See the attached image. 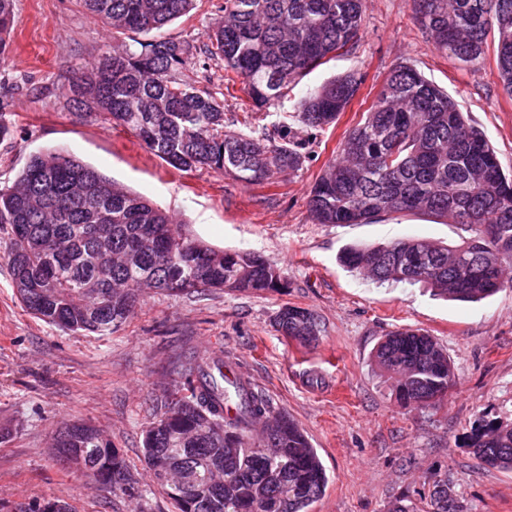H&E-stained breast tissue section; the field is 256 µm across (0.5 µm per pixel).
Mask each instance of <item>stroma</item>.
I'll use <instances>...</instances> for the list:
<instances>
[{
	"mask_svg": "<svg viewBox=\"0 0 512 512\" xmlns=\"http://www.w3.org/2000/svg\"><path fill=\"white\" fill-rule=\"evenodd\" d=\"M224 0L176 19L162 37L202 46ZM13 57L0 68V185L12 183L30 155L64 149L151 199L181 221L187 238L217 250L252 252L282 269L283 293L201 289L188 295L145 294L130 318L107 335L69 331L31 315L17 299L1 254L0 226V512L17 503L59 499L76 512H175L143 458L144 431L164 410L193 356L218 352L250 376L257 392L308 437L328 476L311 512H386L390 501L448 478L464 512H512V471L486 466L465 445L482 417L512 421V288L476 302L449 301L424 286L380 284L340 261L350 245L405 237L455 246L461 226L435 218L386 216L371 224H316L310 190L338 153L346 129L375 101L392 67L414 65L448 91L512 170V97L499 84L494 51L472 68L440 53L412 18L410 0H367L361 37L302 78L284 100L336 76L364 82L336 124L308 129L289 119L302 144L301 167L272 187L247 186L210 170H177L132 131L79 117L66 101L71 72L111 51L112 30L77 0H15ZM313 311L317 342L302 345L275 326L282 305ZM400 327L433 336L448 354L454 385L441 409L405 408L371 355ZM95 425L135 472L143 497L104 490L54 455L65 423Z\"/></svg>",
	"mask_w": 512,
	"mask_h": 512,
	"instance_id": "obj_1",
	"label": "stroma"
}]
</instances>
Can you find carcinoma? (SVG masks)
I'll use <instances>...</instances> for the list:
<instances>
[{"mask_svg":"<svg viewBox=\"0 0 512 512\" xmlns=\"http://www.w3.org/2000/svg\"><path fill=\"white\" fill-rule=\"evenodd\" d=\"M112 32L134 34L75 71L67 97L84 118L133 131L158 158L182 171L206 169L247 186L274 185L302 165L280 126L244 121L231 131L224 105L189 78L194 45L138 39L188 14L196 0H78ZM14 0H0V65L10 61ZM419 27L448 58L466 66L496 56L499 82L512 96V0H411ZM210 27L202 69L224 66V81L241 82L257 111L281 102L301 78L350 52L364 25L366 0H224ZM362 80L338 76L299 98L293 111L307 128L335 123ZM308 198L316 224H368L394 214L435 217L472 232L445 246L403 238L353 246L340 257L349 270L377 282L423 283L451 300L476 302L504 286L512 266V174L504 172L484 133L454 99L413 65L401 62L362 119L345 133ZM0 224L9 225L5 255L18 300L34 317L70 331L112 333L140 296L200 288L251 294L283 292V271L259 255L217 251L182 235L166 210L115 182L75 155L32 154L10 186L0 188ZM277 330L303 345L320 336L310 310L284 305ZM404 407L437 408L447 400L454 367L427 333L403 327L374 351ZM216 356L186 369L178 396L145 432L151 471L161 465L190 478V493L159 480L177 512H310L328 478L315 448L288 416L244 382L224 386ZM266 422L256 443L252 428ZM58 456L93 481L130 498L136 477L102 432L89 423L56 434ZM467 447L488 466L512 471V422L481 418ZM448 478L392 503L387 512H463L448 498ZM20 512H72L59 500H33Z\"/></svg>","mask_w":512,"mask_h":512,"instance_id":"cac0c4a2","label":"carcinoma"}]
</instances>
